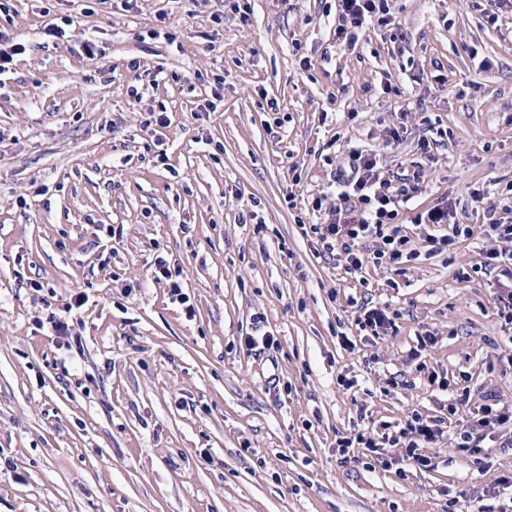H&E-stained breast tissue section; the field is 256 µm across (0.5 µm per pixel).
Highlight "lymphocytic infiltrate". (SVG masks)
Instances as JSON below:
<instances>
[{
	"label": "lymphocytic infiltrate",
	"instance_id": "obj_1",
	"mask_svg": "<svg viewBox=\"0 0 512 512\" xmlns=\"http://www.w3.org/2000/svg\"><path fill=\"white\" fill-rule=\"evenodd\" d=\"M339 24L337 40L356 45L358 33L370 22L384 26L388 23V0H338ZM337 205L331 209V219L325 224L311 225L317 238L318 256L334 258L344 254L351 269H359L364 262L392 268L415 258L416 250L396 218L401 202L406 199L405 187L393 186L381 180L374 155L351 152L346 163L336 169ZM374 241L369 254H361L360 245ZM443 415L413 412L410 419L397 424L374 428L363 423L336 436L339 454H348L359 448L369 453L384 448L403 449V458L413 468L422 470L432 466L429 450L453 432L454 445L460 451L476 452L485 432L512 423V402H506L495 393H488L476 409L475 416H467L460 403L445 404Z\"/></svg>",
	"mask_w": 512,
	"mask_h": 512
}]
</instances>
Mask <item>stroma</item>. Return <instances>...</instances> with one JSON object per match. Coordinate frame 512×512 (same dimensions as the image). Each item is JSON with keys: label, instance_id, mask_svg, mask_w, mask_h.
Listing matches in <instances>:
<instances>
[{"label": "stroma", "instance_id": "1", "mask_svg": "<svg viewBox=\"0 0 512 512\" xmlns=\"http://www.w3.org/2000/svg\"><path fill=\"white\" fill-rule=\"evenodd\" d=\"M490 13L391 0L389 25L351 48L336 0H12L0 31L30 46L0 84V512L490 504L512 447L443 439L434 469L401 476L335 442L362 417L436 413L421 360L468 409L491 391L512 402V332L482 268L486 251L512 252L482 231L512 220V9ZM64 15V40L44 42ZM162 106L169 127L149 125ZM355 150L407 181L398 221L420 256L401 271L348 270L304 233L327 221L312 203ZM437 206L474 236L439 250L447 226L418 220ZM160 257L194 316L155 280ZM366 302L399 311L395 335H358ZM258 314L278 350L240 348ZM427 331L436 343L411 358Z\"/></svg>", "mask_w": 512, "mask_h": 512}]
</instances>
